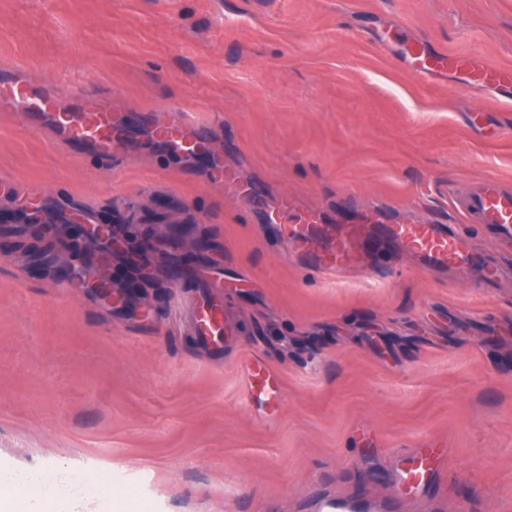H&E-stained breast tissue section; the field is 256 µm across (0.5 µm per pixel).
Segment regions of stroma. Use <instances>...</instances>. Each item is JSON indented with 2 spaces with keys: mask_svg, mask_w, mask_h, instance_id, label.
<instances>
[{
  "mask_svg": "<svg viewBox=\"0 0 512 512\" xmlns=\"http://www.w3.org/2000/svg\"><path fill=\"white\" fill-rule=\"evenodd\" d=\"M400 27L512 69V0H0V68L103 91L128 127L103 161L0 108V512L20 471L95 481L87 512H512V240L450 199L512 189V94L418 79ZM169 105L209 157L152 139L142 116ZM284 200L356 234L346 280L301 268L269 219ZM29 202L115 225L156 280L75 230L30 235ZM404 223L451 225L496 276L373 234ZM104 269L122 300L72 287ZM209 295L217 349L192 329ZM252 363L276 400L244 391ZM418 448L440 469L400 483Z\"/></svg>",
  "mask_w": 512,
  "mask_h": 512,
  "instance_id": "obj_1",
  "label": "stroma"
}]
</instances>
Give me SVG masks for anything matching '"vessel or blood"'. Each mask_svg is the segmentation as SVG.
I'll use <instances>...</instances> for the list:
<instances>
[{"mask_svg": "<svg viewBox=\"0 0 512 512\" xmlns=\"http://www.w3.org/2000/svg\"><path fill=\"white\" fill-rule=\"evenodd\" d=\"M406 50L417 60V77L423 78L446 68L470 76L475 85L497 86L512 82V71L489 66H474L462 56L438 57L424 42L406 35ZM0 104L27 112L31 128L46 131L61 143L78 146L86 152L108 160L122 147L127 130L121 116L112 111L105 96L77 94L65 100L55 87L29 79L22 70L0 72ZM155 135L172 152L189 154L200 143L199 126L186 118L183 111L164 114L155 124ZM456 211L468 223L495 224L512 230V193L503 191L496 179L458 188L453 194ZM276 220L289 223L288 240L298 259L318 274L345 273L354 256L347 239L327 238L315 216L305 215L292 222L289 206H281ZM385 237L394 239L404 249L417 255L430 267H465L485 272L483 256L472 251L466 240L447 232L438 224H387ZM213 298L203 299L199 310L209 313L208 321H195L197 335L215 340L226 326L220 312L214 311Z\"/></svg>", "mask_w": 512, "mask_h": 512, "instance_id": "1", "label": "vessel or blood"}]
</instances>
